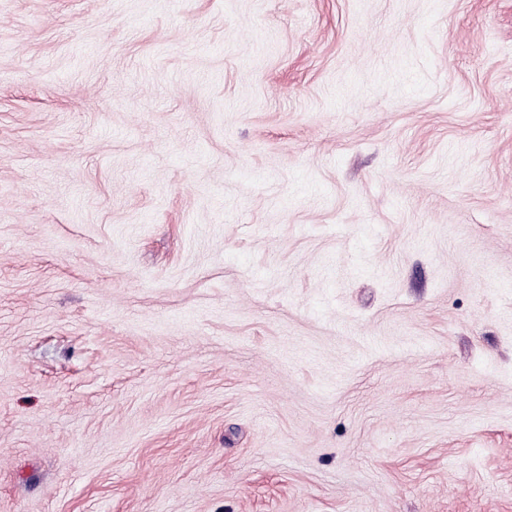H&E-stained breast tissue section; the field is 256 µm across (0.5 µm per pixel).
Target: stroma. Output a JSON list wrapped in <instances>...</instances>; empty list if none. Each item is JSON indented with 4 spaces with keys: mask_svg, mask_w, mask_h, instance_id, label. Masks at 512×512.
Instances as JSON below:
<instances>
[{
    "mask_svg": "<svg viewBox=\"0 0 512 512\" xmlns=\"http://www.w3.org/2000/svg\"><path fill=\"white\" fill-rule=\"evenodd\" d=\"M0 512H512V0H0Z\"/></svg>",
    "mask_w": 512,
    "mask_h": 512,
    "instance_id": "stroma-1",
    "label": "stroma"
}]
</instances>
